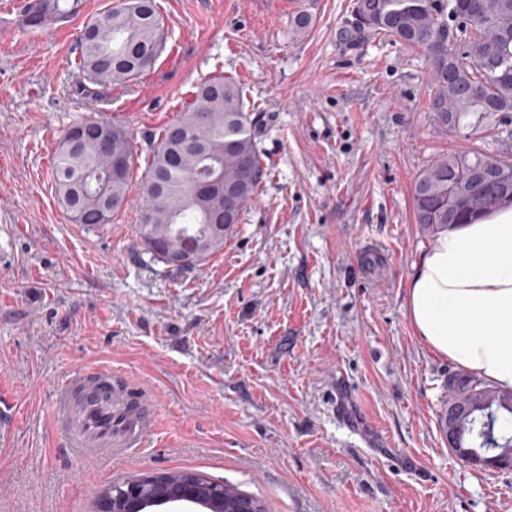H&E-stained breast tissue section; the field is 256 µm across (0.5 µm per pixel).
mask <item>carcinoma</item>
I'll return each instance as SVG.
<instances>
[{"instance_id":"obj_1","label":"carcinoma","mask_w":512,"mask_h":512,"mask_svg":"<svg viewBox=\"0 0 512 512\" xmlns=\"http://www.w3.org/2000/svg\"><path fill=\"white\" fill-rule=\"evenodd\" d=\"M456 0H357L359 22L353 34H385L419 50L431 71L427 110L439 125L460 136H471L499 114L512 113V0H471L462 28L448 37L444 18ZM81 0H33L24 19L31 29L45 28L77 14ZM87 26L91 39L78 43V84L108 87L125 83L153 68L164 38L154 0H118ZM245 111L242 89L233 80L214 75L193 93L180 116L168 125L148 161L144 185L146 205L138 233L145 250L171 271L198 265L224 247L254 198L264 177ZM182 128L193 145L171 139ZM127 156L124 169H112V151ZM136 157L135 142L125 127L103 118H84L64 133L53 171L55 193L73 224H110L118 213L109 201L127 202ZM490 155L482 152L448 154L416 178L413 192L416 223L431 237L456 224H466L512 205V160L493 157L508 182L487 176ZM253 163L254 174L239 184L241 205L230 209L224 194L198 200L194 183L209 171L236 182L242 163ZM182 255V263L169 256ZM452 404L474 408L457 440L484 455L512 449V395L497 391L471 374L448 377ZM171 481L190 479L205 494L199 502L212 512L211 496L220 495V512H236L249 499L257 512L266 505L238 488L194 472H169Z\"/></svg>"}]
</instances>
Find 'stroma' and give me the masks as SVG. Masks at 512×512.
<instances>
[{
    "mask_svg": "<svg viewBox=\"0 0 512 512\" xmlns=\"http://www.w3.org/2000/svg\"><path fill=\"white\" fill-rule=\"evenodd\" d=\"M29 2L0 0V512H96L106 486L170 471L269 512H512V469L449 450L440 416L458 367L405 308L432 245L414 221L417 175L449 153H499L512 120L468 138L435 123L423 54L383 34L350 42L355 0H156L154 68L91 105L76 47L111 0L40 31L23 28ZM215 74L243 87L266 177L223 249L171 273L138 236L141 180ZM92 112L133 134L138 159L128 205L85 226L52 170ZM87 363L153 392L144 447L81 462L59 445L51 392Z\"/></svg>",
    "mask_w": 512,
    "mask_h": 512,
    "instance_id": "obj_1",
    "label": "stroma"
}]
</instances>
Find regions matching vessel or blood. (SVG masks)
<instances>
[{"instance_id":"vessel-or-blood-1","label":"vessel or blood","mask_w":512,"mask_h":512,"mask_svg":"<svg viewBox=\"0 0 512 512\" xmlns=\"http://www.w3.org/2000/svg\"><path fill=\"white\" fill-rule=\"evenodd\" d=\"M111 368L90 365L66 378L54 392L56 433L82 460L121 457L143 447L155 431L154 400L145 388H111Z\"/></svg>"}]
</instances>
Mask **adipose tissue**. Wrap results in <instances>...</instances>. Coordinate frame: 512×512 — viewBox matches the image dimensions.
I'll return each instance as SVG.
<instances>
[{"label":"adipose tissue","mask_w":512,"mask_h":512,"mask_svg":"<svg viewBox=\"0 0 512 512\" xmlns=\"http://www.w3.org/2000/svg\"><path fill=\"white\" fill-rule=\"evenodd\" d=\"M405 306L437 355L512 390V209L441 233L414 268Z\"/></svg>","instance_id":"obj_1"}]
</instances>
